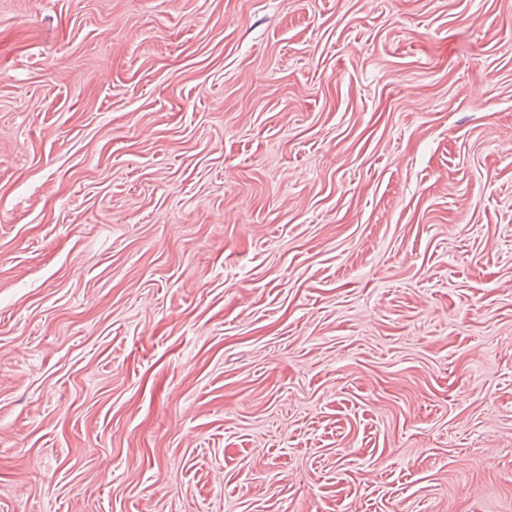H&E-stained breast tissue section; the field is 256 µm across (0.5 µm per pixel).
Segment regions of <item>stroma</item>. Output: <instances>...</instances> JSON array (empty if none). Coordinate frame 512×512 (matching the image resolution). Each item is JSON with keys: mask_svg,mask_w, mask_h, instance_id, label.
Masks as SVG:
<instances>
[{"mask_svg": "<svg viewBox=\"0 0 512 512\" xmlns=\"http://www.w3.org/2000/svg\"><path fill=\"white\" fill-rule=\"evenodd\" d=\"M0 512H512V0H0Z\"/></svg>", "mask_w": 512, "mask_h": 512, "instance_id": "stroma-1", "label": "stroma"}]
</instances>
